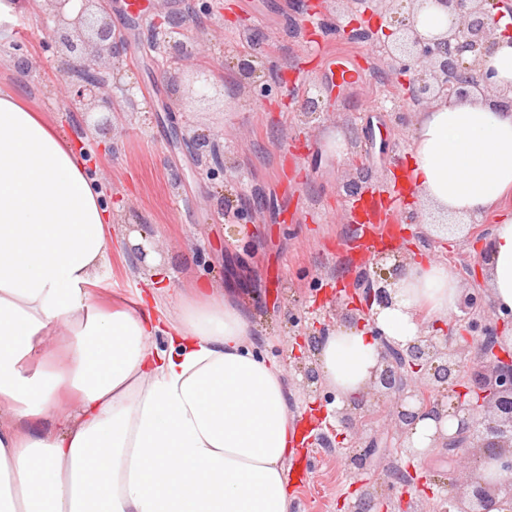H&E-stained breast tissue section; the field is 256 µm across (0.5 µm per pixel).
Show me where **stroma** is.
I'll return each instance as SVG.
<instances>
[{"label": "stroma", "mask_w": 512, "mask_h": 512, "mask_svg": "<svg viewBox=\"0 0 512 512\" xmlns=\"http://www.w3.org/2000/svg\"><path fill=\"white\" fill-rule=\"evenodd\" d=\"M126 2L113 0L109 21L129 48L104 64L122 73L135 105H120L111 114L109 134L88 137L84 114L60 110L54 38L44 9L25 13L22 21L27 65L18 63L15 34L0 37V91L18 93L72 142L93 151L114 215L112 260L97 274L100 295L134 299L145 290V259L130 243L135 233L151 240L174 293L199 281L224 283L247 260L241 312L252 325L256 352L283 367L288 410L298 434L307 438L286 464L294 489L291 512H355V477L345 465L346 450L310 414L290 358L296 335L309 327L326 293L358 279L364 263L359 226L343 218V184L360 168L371 184L393 187L401 217L397 232L416 249L452 263L466 288L480 278L482 233L498 217H485L471 235L444 237L437 247L425 244L430 224L409 222L411 213L422 217L428 209L399 181L414 126L398 125L394 118L397 79L374 59L369 42L305 36L314 24L346 22L357 9L354 0H199L208 14L187 16L184 29L199 50L196 63L210 68L224 99L194 105L179 114L178 123L219 143L224 169L213 176L175 138L167 119L166 104L187 96L191 72L169 78L151 45L154 19L183 4L150 0L143 21L133 27ZM250 34L271 50L272 93L257 101L244 91L237 69ZM345 67L353 71L351 80L331 77V70ZM291 81L332 104L319 126L303 129L295 106L281 105ZM338 133L362 143V150L330 155L328 141ZM245 205L257 209V221L231 234L219 213Z\"/></svg>", "instance_id": "35a3bbf8"}]
</instances>
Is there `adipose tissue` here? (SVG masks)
Here are the masks:
<instances>
[{"mask_svg": "<svg viewBox=\"0 0 512 512\" xmlns=\"http://www.w3.org/2000/svg\"><path fill=\"white\" fill-rule=\"evenodd\" d=\"M407 166L434 208L482 219L512 200V113L490 98L435 103ZM111 223L82 148L0 93V512H289L282 367L255 354L215 283L170 310L160 284L129 305L96 296ZM483 272L493 305L512 310V217ZM462 294L448 261H411L373 326L329 332L323 381L350 400L377 364L375 332L414 339L448 324Z\"/></svg>", "mask_w": 512, "mask_h": 512, "instance_id": "adipose-tissue-1", "label": "adipose tissue"}]
</instances>
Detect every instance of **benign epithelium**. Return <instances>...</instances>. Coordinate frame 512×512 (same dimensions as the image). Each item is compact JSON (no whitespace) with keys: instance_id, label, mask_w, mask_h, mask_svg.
<instances>
[{"instance_id":"7a95c632","label":"benign epithelium","mask_w":512,"mask_h":512,"mask_svg":"<svg viewBox=\"0 0 512 512\" xmlns=\"http://www.w3.org/2000/svg\"><path fill=\"white\" fill-rule=\"evenodd\" d=\"M375 1L384 5L382 14L389 15L388 25L365 30L356 24L350 32L359 36L368 30L379 35L381 49L406 90L404 100L397 104L399 123H404L409 103L428 106L439 98L462 101L478 94L505 99L512 93V87H500L493 81L494 72L482 67L483 58L495 46L501 18L512 15V0H410L406 12L393 8L396 0H369L364 10H370ZM48 2L59 33L57 74L61 78L76 76L68 81L71 90L61 99L64 111L110 113L119 92L130 101L119 75L105 77L99 56L88 52L86 41L71 35L86 28L100 51L123 46L109 23L90 17L92 4L105 13L108 0ZM430 5L440 8L449 19L448 26L438 33L417 28L419 12ZM159 49L177 61L191 57L181 40L166 39ZM239 71L246 91H266L262 57L242 56ZM459 73L472 74L475 81H458L455 76ZM211 88L208 69L198 66L190 98L205 100ZM324 111L318 99L301 105V124L319 121ZM191 147L200 162L218 157L215 144L205 134L194 135ZM392 285L389 278L362 273L353 285L362 296L361 307L336 298L331 305L336 320L350 325L365 322L362 314L373 311V306L391 304ZM459 309L457 334L425 330L403 344L374 331L379 360L370 386L335 412L339 436L347 441V462L355 471L364 470L375 447L367 435L371 423L382 421L394 435V447L416 457L409 434L419 421H434L431 447L448 452L453 479L441 486L436 510H428L429 498L425 497L409 500L401 512H512V354L505 351L502 319L485 306L479 290L464 289ZM328 331V322L315 321L312 332L298 337L297 342L301 357L311 361L303 373L309 395L318 406L321 374L315 354Z\"/></svg>"}]
</instances>
